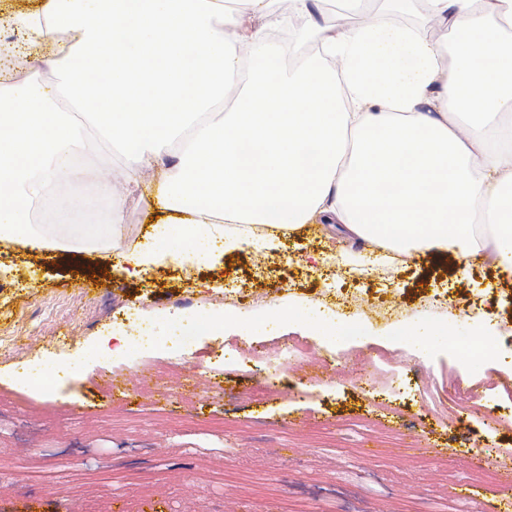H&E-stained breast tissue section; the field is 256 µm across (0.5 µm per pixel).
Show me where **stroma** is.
<instances>
[{"label":"stroma","instance_id":"stroma-1","mask_svg":"<svg viewBox=\"0 0 512 512\" xmlns=\"http://www.w3.org/2000/svg\"><path fill=\"white\" fill-rule=\"evenodd\" d=\"M86 197L70 200L74 221L101 224L124 193L120 150L94 135ZM124 243L144 244L159 214L125 195ZM358 255L366 274L345 271ZM237 289L239 329H218L183 353L160 346L173 335L181 299L217 306ZM266 314L253 320L255 306ZM355 314L351 337L315 331ZM407 315L411 335L390 324ZM512 327V280L491 259L443 256L385 261L375 246L309 226L277 250L194 253L131 276L111 257L70 258L0 243V512H490L493 471L459 463L407 462L405 448L512 450V347L473 364L451 336L479 340ZM423 328L436 336L420 337ZM127 341L117 357L84 363L109 331ZM225 367H218L219 358ZM57 372L53 390L23 376ZM150 370L167 398L139 390L110 396L112 377ZM281 375L288 390L263 381ZM209 380L208 392L188 376ZM163 450H149L154 435ZM30 447L26 459L17 449ZM475 495L457 496L458 483Z\"/></svg>","mask_w":512,"mask_h":512}]
</instances>
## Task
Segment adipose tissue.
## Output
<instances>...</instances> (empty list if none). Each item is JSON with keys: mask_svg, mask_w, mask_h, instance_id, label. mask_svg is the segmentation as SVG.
Here are the masks:
<instances>
[{"mask_svg": "<svg viewBox=\"0 0 512 512\" xmlns=\"http://www.w3.org/2000/svg\"><path fill=\"white\" fill-rule=\"evenodd\" d=\"M47 0L13 21L54 82L0 74V241L102 248L136 268L277 249L322 221L384 252L493 256L512 278V0H384L377 21L316 20L321 0ZM71 43L57 51L54 36ZM164 214L127 251L124 198L71 226L91 131ZM50 211L60 239L32 231Z\"/></svg>", "mask_w": 512, "mask_h": 512, "instance_id": "1", "label": "adipose tissue"}]
</instances>
